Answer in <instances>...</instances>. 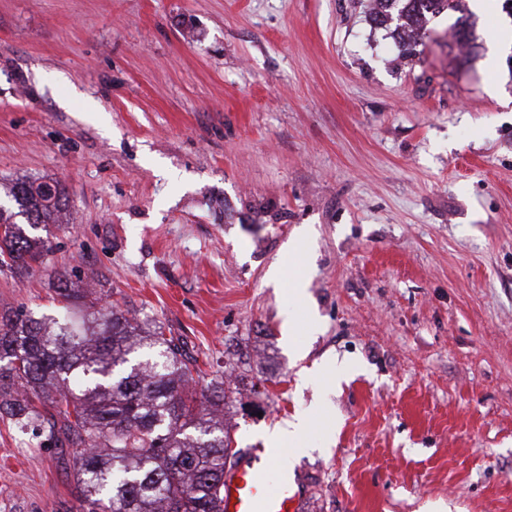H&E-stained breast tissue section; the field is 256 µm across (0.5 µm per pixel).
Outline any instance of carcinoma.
<instances>
[{
    "label": "carcinoma",
    "mask_w": 512,
    "mask_h": 512,
    "mask_svg": "<svg viewBox=\"0 0 512 512\" xmlns=\"http://www.w3.org/2000/svg\"><path fill=\"white\" fill-rule=\"evenodd\" d=\"M459 0H375L408 51L428 15ZM0 206V267H42L60 223L56 182L18 181ZM25 222L19 223L16 217ZM60 315L0 313V418L45 442H67L84 512H221L237 452L224 431V392L195 388L192 363L158 323L141 325L57 276Z\"/></svg>",
    "instance_id": "carcinoma-1"
}]
</instances>
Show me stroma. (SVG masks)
I'll return each mask as SVG.
<instances>
[{
    "label": "stroma",
    "instance_id": "1",
    "mask_svg": "<svg viewBox=\"0 0 512 512\" xmlns=\"http://www.w3.org/2000/svg\"><path fill=\"white\" fill-rule=\"evenodd\" d=\"M503 3L406 55L368 0H0V201L68 198L0 311L107 283L223 383L236 448L304 421L300 512H512ZM71 460L0 421V512H82Z\"/></svg>",
    "mask_w": 512,
    "mask_h": 512
}]
</instances>
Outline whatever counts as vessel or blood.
Instances as JSON below:
<instances>
[{
  "label": "vessel or blood",
  "instance_id": "b4317fda",
  "mask_svg": "<svg viewBox=\"0 0 512 512\" xmlns=\"http://www.w3.org/2000/svg\"><path fill=\"white\" fill-rule=\"evenodd\" d=\"M255 450L241 457L224 476V512H299L302 491L287 468L268 475Z\"/></svg>",
  "mask_w": 512,
  "mask_h": 512
}]
</instances>
